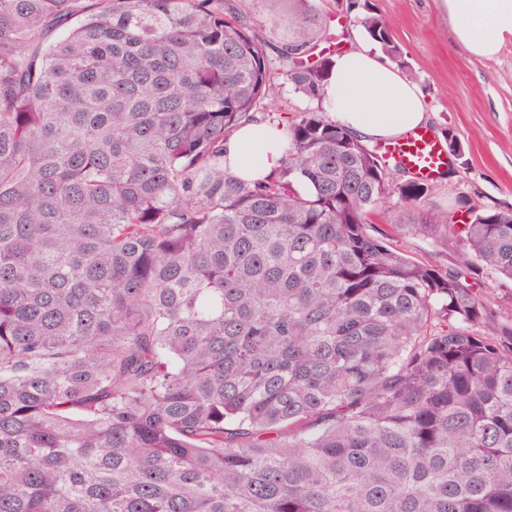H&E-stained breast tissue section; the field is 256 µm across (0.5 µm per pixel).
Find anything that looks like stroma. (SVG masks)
I'll return each mask as SVG.
<instances>
[{
  "label": "stroma",
  "mask_w": 512,
  "mask_h": 512,
  "mask_svg": "<svg viewBox=\"0 0 512 512\" xmlns=\"http://www.w3.org/2000/svg\"><path fill=\"white\" fill-rule=\"evenodd\" d=\"M321 12L336 14L332 51L350 46L366 11L383 16L399 45L396 68L416 85L428 106L426 123L440 141H453L455 171L432 181L430 199L449 223L465 224L469 213L494 207L512 210V47L494 59L471 55L452 36L437 0H358L343 11L340 0H316ZM402 246L413 258L454 267L457 245L447 234L406 235Z\"/></svg>",
  "instance_id": "obj_1"
}]
</instances>
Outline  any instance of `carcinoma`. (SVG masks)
Instances as JSON below:
<instances>
[{
    "instance_id": "carcinoma-1",
    "label": "carcinoma",
    "mask_w": 512,
    "mask_h": 512,
    "mask_svg": "<svg viewBox=\"0 0 512 512\" xmlns=\"http://www.w3.org/2000/svg\"><path fill=\"white\" fill-rule=\"evenodd\" d=\"M248 2L0 0V512H512V212L393 183L320 106L332 17L275 67ZM280 77L319 107L249 181ZM440 228L453 269L396 244ZM285 139L282 125L245 124L226 141L225 163L246 179H263L280 165ZM474 288H482L489 292L494 307L500 313L501 320H510L512 316V282L510 280L491 281L483 279L478 281Z\"/></svg>"
}]
</instances>
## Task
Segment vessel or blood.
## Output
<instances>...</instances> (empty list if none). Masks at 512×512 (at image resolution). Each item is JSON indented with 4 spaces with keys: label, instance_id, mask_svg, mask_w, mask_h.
Masks as SVG:
<instances>
[{
    "label": "vessel or blood",
    "instance_id": "vessel-or-blood-1",
    "mask_svg": "<svg viewBox=\"0 0 512 512\" xmlns=\"http://www.w3.org/2000/svg\"><path fill=\"white\" fill-rule=\"evenodd\" d=\"M387 151L415 180L432 181L448 165V148L434 135L431 128L416 127L388 141Z\"/></svg>",
    "mask_w": 512,
    "mask_h": 512
}]
</instances>
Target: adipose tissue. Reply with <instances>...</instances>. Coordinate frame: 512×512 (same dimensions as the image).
Wrapping results in <instances>:
<instances>
[{"instance_id": "adipose-tissue-1", "label": "adipose tissue", "mask_w": 512, "mask_h": 512, "mask_svg": "<svg viewBox=\"0 0 512 512\" xmlns=\"http://www.w3.org/2000/svg\"><path fill=\"white\" fill-rule=\"evenodd\" d=\"M452 33L471 55L491 59L512 45V0H440ZM322 103L337 123L368 139H390L427 118L418 88L366 48H349L332 59ZM286 139L282 127L248 123L225 144V163L256 180L276 169Z\"/></svg>"}]
</instances>
